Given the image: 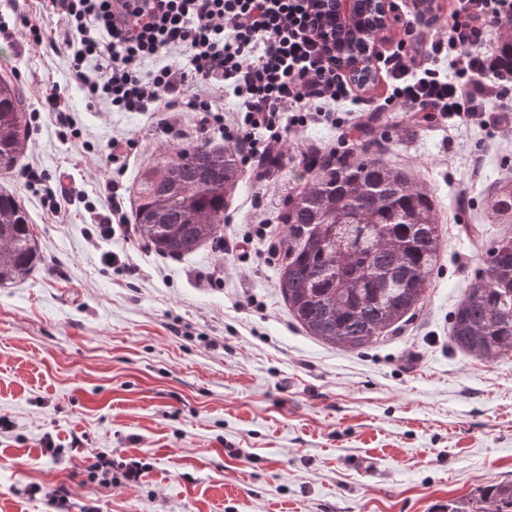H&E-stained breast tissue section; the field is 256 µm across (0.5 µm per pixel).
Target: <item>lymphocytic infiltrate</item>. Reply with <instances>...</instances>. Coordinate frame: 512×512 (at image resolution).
<instances>
[{"instance_id": "f902f5d3", "label": "lymphocytic infiltrate", "mask_w": 512, "mask_h": 512, "mask_svg": "<svg viewBox=\"0 0 512 512\" xmlns=\"http://www.w3.org/2000/svg\"><path fill=\"white\" fill-rule=\"evenodd\" d=\"M314 0H51L63 24L71 76L116 112H162L163 133L199 115L247 158L270 168L288 129L323 120L354 140L363 123L337 112L350 85L325 48ZM512 25V0H455L446 38L403 39L385 55V105L415 117L456 116L482 128L512 126V82L498 73L492 32ZM185 66L166 64L172 51ZM449 55L454 77L438 62ZM163 66L144 71V63ZM230 88L241 117L228 124L214 89ZM498 101L490 111L487 101ZM264 139H256V130Z\"/></svg>"}]
</instances>
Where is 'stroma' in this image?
Here are the masks:
<instances>
[{"instance_id": "1", "label": "stroma", "mask_w": 512, "mask_h": 512, "mask_svg": "<svg viewBox=\"0 0 512 512\" xmlns=\"http://www.w3.org/2000/svg\"><path fill=\"white\" fill-rule=\"evenodd\" d=\"M450 14L451 0H390L378 47L396 45L407 22L444 35ZM62 36L49 0H0V75H16L30 116L21 163L0 171V188L27 209L41 255L27 278L0 285V417L10 421L0 512H55L47 497L59 486L66 512H441L512 481V353L488 361L449 336L488 247L512 236L489 213L512 182V131L396 108L361 114L350 155L411 170L435 199L442 250L418 310L377 343L342 351L308 336L277 286L279 215L303 184L305 154L339 149L336 128L289 132L266 176L241 165L216 240L189 255H157L130 224L101 237L108 180L133 214L146 161L222 137L202 133L193 112L175 140L151 113L87 99L51 46ZM56 86L71 126L46 102ZM116 137L137 148L115 162ZM60 186L54 214L47 196ZM100 453L116 471L146 468L107 489L83 470Z\"/></svg>"}]
</instances>
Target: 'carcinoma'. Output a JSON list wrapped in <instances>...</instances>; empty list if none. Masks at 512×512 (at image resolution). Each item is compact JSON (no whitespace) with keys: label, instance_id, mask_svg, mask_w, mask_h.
I'll list each match as a JSON object with an SVG mask.
<instances>
[{"label":"carcinoma","instance_id":"carcinoma-1","mask_svg":"<svg viewBox=\"0 0 512 512\" xmlns=\"http://www.w3.org/2000/svg\"><path fill=\"white\" fill-rule=\"evenodd\" d=\"M498 54L501 73L512 75L511 39ZM27 127L16 77L0 76L1 171L18 163ZM309 171L280 216L278 288L309 335L360 350L424 300L442 246L435 201L406 168L369 155ZM238 172L237 152L210 141L151 159L137 182L135 232L158 255L192 253L224 223ZM492 210L512 223V186L495 192ZM39 260L26 209L1 189L0 284L25 279ZM451 340L487 361L512 353V237L488 249L485 268L456 309ZM448 512H512V482L451 501Z\"/></svg>","mask_w":512,"mask_h":512}]
</instances>
